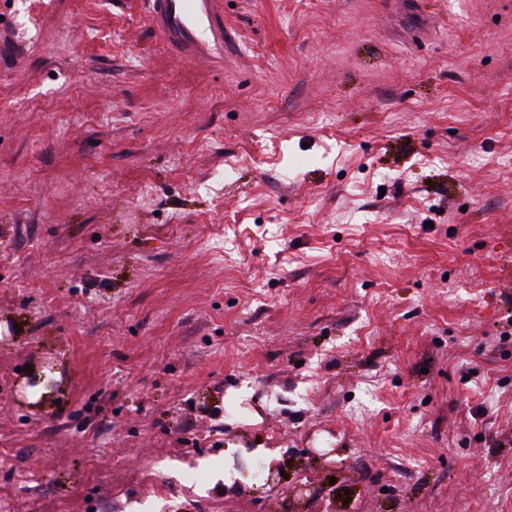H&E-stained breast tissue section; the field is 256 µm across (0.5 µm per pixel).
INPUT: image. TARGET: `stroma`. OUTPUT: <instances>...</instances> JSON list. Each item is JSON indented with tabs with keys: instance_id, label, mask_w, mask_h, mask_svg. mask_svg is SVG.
Listing matches in <instances>:
<instances>
[{
	"instance_id": "1",
	"label": "stroma",
	"mask_w": 512,
	"mask_h": 512,
	"mask_svg": "<svg viewBox=\"0 0 512 512\" xmlns=\"http://www.w3.org/2000/svg\"><path fill=\"white\" fill-rule=\"evenodd\" d=\"M224 2L0 0V512H512V0ZM149 23L184 60L224 63V0H145Z\"/></svg>"
}]
</instances>
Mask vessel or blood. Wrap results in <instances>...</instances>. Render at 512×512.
<instances>
[{
  "mask_svg": "<svg viewBox=\"0 0 512 512\" xmlns=\"http://www.w3.org/2000/svg\"><path fill=\"white\" fill-rule=\"evenodd\" d=\"M149 23L184 60L215 62L224 55V0H145Z\"/></svg>",
  "mask_w": 512,
  "mask_h": 512,
  "instance_id": "b4317fda",
  "label": "vessel or blood"
}]
</instances>
